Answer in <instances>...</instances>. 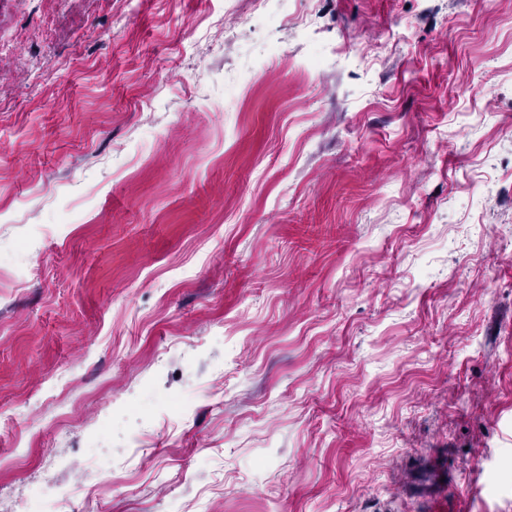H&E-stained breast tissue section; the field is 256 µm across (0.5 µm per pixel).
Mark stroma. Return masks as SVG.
<instances>
[{
  "label": "stroma",
  "instance_id": "1",
  "mask_svg": "<svg viewBox=\"0 0 512 512\" xmlns=\"http://www.w3.org/2000/svg\"><path fill=\"white\" fill-rule=\"evenodd\" d=\"M0 512H512V0H0Z\"/></svg>",
  "mask_w": 512,
  "mask_h": 512
}]
</instances>
